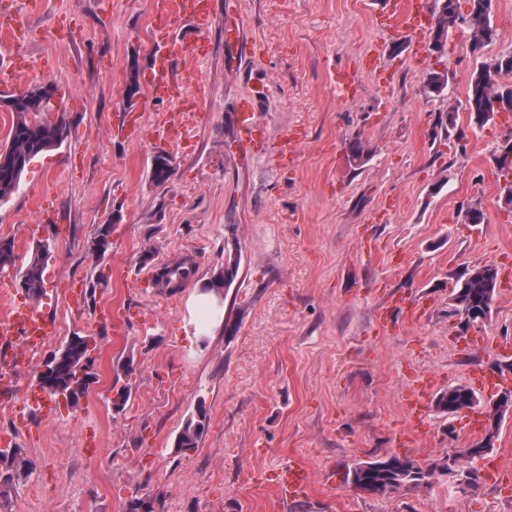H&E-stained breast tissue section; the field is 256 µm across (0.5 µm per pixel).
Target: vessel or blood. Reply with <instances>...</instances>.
<instances>
[{"label":"vessel or blood","mask_w":512,"mask_h":512,"mask_svg":"<svg viewBox=\"0 0 512 512\" xmlns=\"http://www.w3.org/2000/svg\"><path fill=\"white\" fill-rule=\"evenodd\" d=\"M31 4L32 0H6L0 5V32H21L23 18ZM153 8L155 51L148 86L154 97L176 103V111L163 117L162 136L178 143L182 140L180 112L194 110L198 105L196 95L189 92L190 87L196 86L197 76L182 70L178 61L183 57L199 62L206 59L209 50L204 35L214 22L212 0H153ZM182 20L195 29V37L188 38L176 31V22ZM380 23L387 28L423 35L433 26L434 17L425 0H392L391 10L381 16ZM245 45V33L239 22L233 14H226L224 64L227 70L238 71ZM303 143V133L293 131L279 139L273 148L279 161L286 164L295 159ZM266 146H269L266 131L254 118L253 101L243 98L240 102V148L248 151ZM424 306L421 299L386 295L379 308L378 325L382 330H389L395 312L415 317L422 313ZM56 333L55 321L34 305L18 302L0 310V394L6 396L22 390L24 406L45 420L53 419L56 414L54 398L35 379L23 381L19 374L28 370L30 354ZM431 390L430 382L418 380L406 392V415L412 427L419 428L427 422ZM310 478V469L304 461L291 460L282 464L275 472L274 512H287L289 504L304 497Z\"/></svg>","instance_id":"obj_1"}]
</instances>
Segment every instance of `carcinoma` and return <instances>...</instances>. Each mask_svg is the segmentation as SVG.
Segmentation results:
<instances>
[{
    "label": "carcinoma",
    "instance_id": "carcinoma-1",
    "mask_svg": "<svg viewBox=\"0 0 512 512\" xmlns=\"http://www.w3.org/2000/svg\"><path fill=\"white\" fill-rule=\"evenodd\" d=\"M492 0H467L469 11L462 14L460 0H434L435 22L431 31L432 46L429 50L439 52L440 34L448 30L457 21H463L469 31L470 49L477 52L494 41L496 27L491 19ZM512 75V53L504 54L489 63H482L472 73L466 97V110L470 120L485 125L493 119L495 110L493 100L504 93H512V84L502 85L497 76ZM448 85L445 73L432 71L427 74L424 87L437 96L443 94ZM57 92V86L45 82L30 91L11 96L9 100L16 113L8 148L0 151V201L11 196L18 188L23 173L30 162L39 154L61 145L67 137V122L64 114L56 119L44 117L42 100ZM173 168L164 157L153 164L152 177L158 184L168 182ZM17 255L14 241L0 240V270L11 266L15 268V277L20 288L32 298L39 297L45 289V271L49 261V252L38 242L26 265L16 266ZM190 276V269L180 265L167 266L157 274L156 282L165 288H178ZM498 267L486 264L474 267L461 276L452 289L451 301L460 316L491 312V306L498 288ZM58 361L57 372L48 388H65L72 391L70 404L76 405L87 394L94 382L95 374L87 365V343L82 336H74L55 353ZM477 398L476 392L462 384L450 385L438 400L443 408L463 409L472 405ZM487 414L494 420V432L490 437H498L503 420L512 413V392L498 402L485 406ZM206 428V414L199 412L198 418L189 419L178 438V447L195 448ZM489 452L486 445L474 441L456 450L445 458H451L460 474L467 479V489L475 491L483 484L479 470L466 465V462L481 458ZM440 460L421 465L407 455L390 454L372 461H360L351 467L349 473L356 474L355 486L371 487L379 497H389L401 492L413 491L430 485L440 477ZM33 470V462L23 456L22 450L11 454L0 449V508L9 504L12 491L20 480Z\"/></svg>",
    "mask_w": 512,
    "mask_h": 512
}]
</instances>
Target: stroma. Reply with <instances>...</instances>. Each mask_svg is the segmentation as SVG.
<instances>
[{
	"mask_svg": "<svg viewBox=\"0 0 512 512\" xmlns=\"http://www.w3.org/2000/svg\"><path fill=\"white\" fill-rule=\"evenodd\" d=\"M212 7L201 103L184 148L112 134L115 112L136 113L150 133L172 108L145 87L126 94L128 62L143 75L152 64L150 0H40L25 17L29 39L13 45L57 85L69 135L0 201V237L22 259L37 242L50 244L54 277L38 306L58 332L35 364L90 336L97 381L78 406L58 403L51 422L21 401L0 402V439L34 463L11 512H124L143 494L156 496L155 512H269L270 474L294 457L314 483L288 512H512V415L477 462L495 460L498 479L475 494L438 481L371 498L346 481L358 460L397 453L426 462L470 443L464 416L438 407L425 428L410 427L402 398L413 380H430L437 396L474 371L512 381L503 350L512 343V283L499 285L483 323L465 325L450 305L464 270L512 269V210L496 165L512 126L473 125L465 109L473 70L512 51V0H493L497 37L481 53L461 29L444 53L417 61L407 34L378 24L389 0H236L247 37L237 74L224 67V0ZM375 48L395 70L390 84L364 65ZM346 69L358 85L350 100L337 84ZM441 70L448 87L429 94L424 79ZM245 97L269 141L305 132L292 168L269 153L237 152ZM357 137L370 152L356 166L347 153ZM163 150L173 175L159 185L151 161ZM47 194L58 234L36 222ZM475 203L480 224L465 219ZM104 224L110 246L99 257L93 242ZM232 242L240 265L216 325L190 315L187 302L223 272ZM183 260L194 267L183 287L152 286L158 268ZM74 280L85 291L79 313L66 298ZM380 282L429 298L430 311L379 332ZM107 306L125 310L124 321L96 323ZM127 361L130 398L117 411L112 388ZM201 410L197 448H178Z\"/></svg>",
	"mask_w": 512,
	"mask_h": 512,
	"instance_id": "35a3bbf8",
	"label": "stroma"
}]
</instances>
